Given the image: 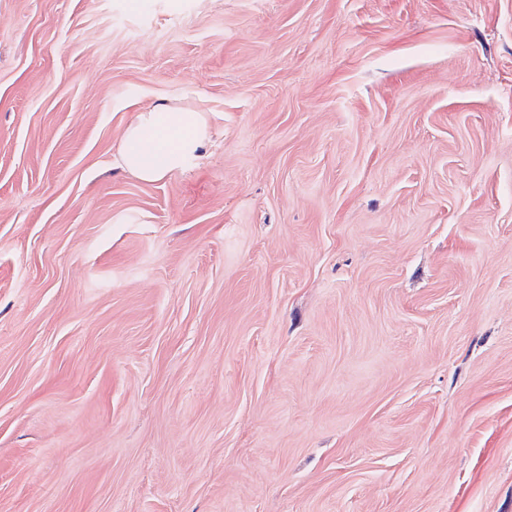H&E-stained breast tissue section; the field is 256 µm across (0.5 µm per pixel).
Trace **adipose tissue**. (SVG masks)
Masks as SVG:
<instances>
[{
  "mask_svg": "<svg viewBox=\"0 0 512 512\" xmlns=\"http://www.w3.org/2000/svg\"><path fill=\"white\" fill-rule=\"evenodd\" d=\"M205 113L157 103L138 112L121 145L123 167L144 181H157L199 157L206 145Z\"/></svg>",
  "mask_w": 512,
  "mask_h": 512,
  "instance_id": "1",
  "label": "adipose tissue"
}]
</instances>
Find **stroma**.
Masks as SVG:
<instances>
[{"label": "stroma", "instance_id": "1", "mask_svg": "<svg viewBox=\"0 0 512 512\" xmlns=\"http://www.w3.org/2000/svg\"><path fill=\"white\" fill-rule=\"evenodd\" d=\"M0 512H512V0H0ZM208 127L203 112L156 103L138 112L126 128L122 166L141 180H161L200 156Z\"/></svg>", "mask_w": 512, "mask_h": 512}]
</instances>
